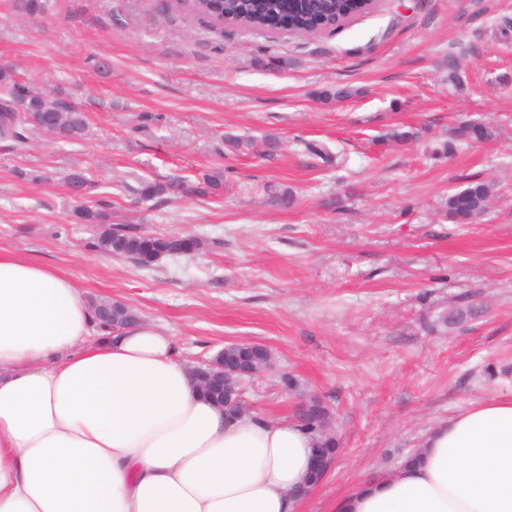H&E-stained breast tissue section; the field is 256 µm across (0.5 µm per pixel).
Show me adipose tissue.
<instances>
[{"mask_svg":"<svg viewBox=\"0 0 512 512\" xmlns=\"http://www.w3.org/2000/svg\"><path fill=\"white\" fill-rule=\"evenodd\" d=\"M312 446L208 400L163 327H101L68 275L0 251V512H298ZM333 512H512V395Z\"/></svg>","mask_w":512,"mask_h":512,"instance_id":"1","label":"adipose tissue"}]
</instances>
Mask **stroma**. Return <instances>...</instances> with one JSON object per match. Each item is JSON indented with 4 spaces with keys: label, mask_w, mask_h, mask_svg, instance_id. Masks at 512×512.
Masks as SVG:
<instances>
[{
    "label": "stroma",
    "mask_w": 512,
    "mask_h": 512,
    "mask_svg": "<svg viewBox=\"0 0 512 512\" xmlns=\"http://www.w3.org/2000/svg\"><path fill=\"white\" fill-rule=\"evenodd\" d=\"M506 19L512 0H381L334 35L301 39L220 34L155 0H49L38 15L0 0V65L87 119L75 141L0 140V250L61 269L89 299L134 307L191 364L230 342L268 346L275 366L245 383L243 399L279 420L313 398L329 409L342 450L300 512H332L440 421L512 393ZM452 65L463 92L448 91ZM341 87L352 96L322 98ZM465 117L495 124L496 139L435 156ZM397 130L414 137L396 141ZM269 132L281 138L272 156ZM73 170L92 180L89 202L201 248L150 269L103 255L73 215ZM214 172L221 193L173 187ZM140 177L170 184L161 203L138 202ZM472 178L493 187L487 214L446 220L442 199ZM285 187L293 205L270 206L268 193ZM456 305L471 317L435 325Z\"/></svg>",
    "instance_id": "1"
}]
</instances>
